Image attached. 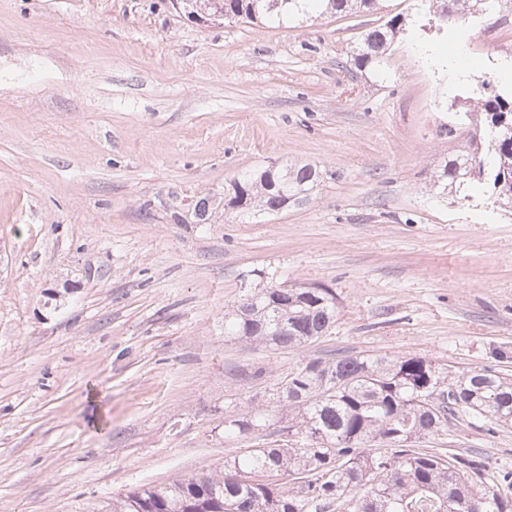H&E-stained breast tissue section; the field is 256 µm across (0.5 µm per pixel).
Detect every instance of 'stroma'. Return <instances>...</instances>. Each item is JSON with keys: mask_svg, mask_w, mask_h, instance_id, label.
I'll return each mask as SVG.
<instances>
[{"mask_svg": "<svg viewBox=\"0 0 512 512\" xmlns=\"http://www.w3.org/2000/svg\"><path fill=\"white\" fill-rule=\"evenodd\" d=\"M395 15L386 77L355 67ZM484 78L512 85V4L440 33L421 0L282 28L175 0H0V512L223 470L279 437H225V417L311 357L512 377V205L436 185ZM286 164L319 174L303 202L229 207L242 172ZM299 283L335 288L330 335L225 339L227 307ZM431 445L512 471V426L453 420Z\"/></svg>", "mask_w": 512, "mask_h": 512, "instance_id": "35a3bbf8", "label": "stroma"}]
</instances>
